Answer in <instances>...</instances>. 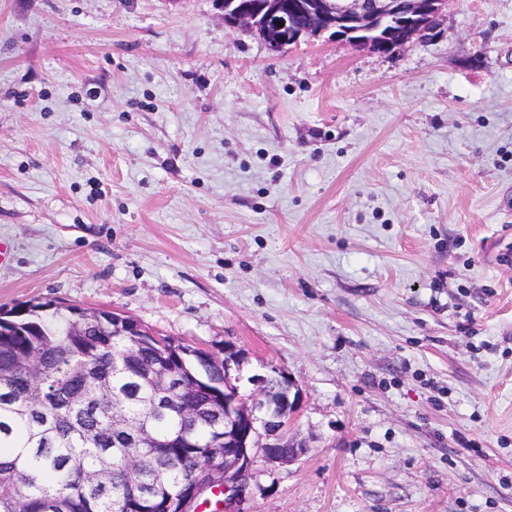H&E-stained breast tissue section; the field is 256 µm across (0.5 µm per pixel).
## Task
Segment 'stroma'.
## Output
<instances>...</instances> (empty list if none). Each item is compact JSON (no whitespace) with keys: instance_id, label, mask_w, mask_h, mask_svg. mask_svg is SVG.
Returning a JSON list of instances; mask_svg holds the SVG:
<instances>
[{"instance_id":"obj_1","label":"stroma","mask_w":512,"mask_h":512,"mask_svg":"<svg viewBox=\"0 0 512 512\" xmlns=\"http://www.w3.org/2000/svg\"><path fill=\"white\" fill-rule=\"evenodd\" d=\"M0 309L275 365L247 512H512V0L282 53L213 0H0Z\"/></svg>"}]
</instances>
